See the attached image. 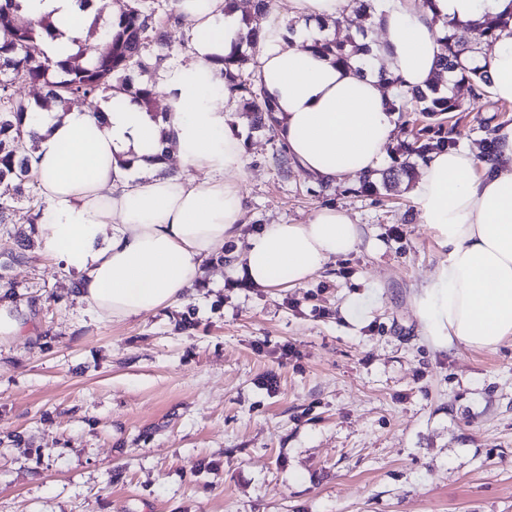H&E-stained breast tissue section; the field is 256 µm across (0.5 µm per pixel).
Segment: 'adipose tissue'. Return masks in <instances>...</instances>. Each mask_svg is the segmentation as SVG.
<instances>
[{"mask_svg":"<svg viewBox=\"0 0 512 512\" xmlns=\"http://www.w3.org/2000/svg\"><path fill=\"white\" fill-rule=\"evenodd\" d=\"M286 23L264 24L255 74L276 107L275 132L288 157L316 179L336 183L381 166L395 132L394 91L447 87L437 60L447 24L512 12V0H372L380 36L372 68L359 72L315 54L314 41L336 35L332 22L350 0H289ZM191 61L159 70L163 111L115 95L102 113L88 107L32 112L33 167L45 203L37 226L44 255L76 273L74 295L104 320L124 321L185 302L203 264L223 253L246 212L230 174L245 165L238 127L230 124L221 57L247 27L224 0H176ZM89 9L77 0H24V15H49L58 35L48 57L84 42ZM294 32H287V23ZM496 98L512 102V36L475 55ZM497 154L470 148L430 154L410 198L446 258L413 298L437 348L493 350L512 338V125L495 134ZM351 215L316 208L303 224H266L247 238L248 279L262 288L304 284L354 250Z\"/></svg>","mask_w":512,"mask_h":512,"instance_id":"obj_1","label":"adipose tissue"}]
</instances>
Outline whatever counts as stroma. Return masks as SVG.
<instances>
[{
    "label": "stroma",
    "mask_w": 512,
    "mask_h": 512,
    "mask_svg": "<svg viewBox=\"0 0 512 512\" xmlns=\"http://www.w3.org/2000/svg\"><path fill=\"white\" fill-rule=\"evenodd\" d=\"M231 117L242 235L187 302L100 320L61 263L0 232L32 312L0 346V512H512V339L427 341L413 297L442 255L411 178L321 186L280 172L276 133ZM510 123L492 97L447 116L479 149ZM327 205L360 224L353 252L295 288L236 269L245 234Z\"/></svg>",
    "instance_id": "1"
}]
</instances>
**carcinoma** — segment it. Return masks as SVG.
Returning <instances> with one entry per match:
<instances>
[{
  "label": "carcinoma",
  "instance_id": "1",
  "mask_svg": "<svg viewBox=\"0 0 512 512\" xmlns=\"http://www.w3.org/2000/svg\"><path fill=\"white\" fill-rule=\"evenodd\" d=\"M352 13L333 21L334 26H355L356 33L367 37L373 25L369 0H351ZM270 0H255L254 15L245 18L251 24L245 45L254 49L260 37V21L270 10ZM176 19L174 9L163 0H129L126 8L104 21L94 19L92 27L102 25L104 49L92 59L74 51L55 58L44 55L41 45L57 37L54 23L45 19L39 27L20 13L17 0H5L0 5V28L7 36L0 41V224L10 223L16 206L27 203L31 223L40 219L45 204L38 197L37 181L31 176L32 159L24 147V120L34 108L15 95V84L30 83L43 89L41 108L54 105L66 106L81 99L95 112L108 104L115 92H126L147 106L154 103L156 83L151 80L135 83L130 73L150 75L168 56L167 28ZM512 34V15L507 19L496 18L479 25V40L462 42L452 33L444 38L438 66L458 75L457 83L467 87L474 101L489 94L490 78L477 67L464 65L466 57L478 52L482 43L493 44L503 32ZM321 52L336 61L348 64L353 59L370 52L368 46L359 44L352 37L342 41H325L315 44ZM252 57L238 43L220 59L222 74L229 91L235 95L240 111L250 117L257 128H274L272 101L255 80L244 77L242 71ZM389 85L395 87V110L403 116L416 114L428 121L423 131L437 125V131L426 138L418 137L403 143L398 151L406 156L424 160L435 150L454 149V133L443 131V116L464 111L465 103L458 96H450L437 86L423 91L404 89L396 79Z\"/></svg>",
  "mask_w": 512,
  "mask_h": 512
}]
</instances>
